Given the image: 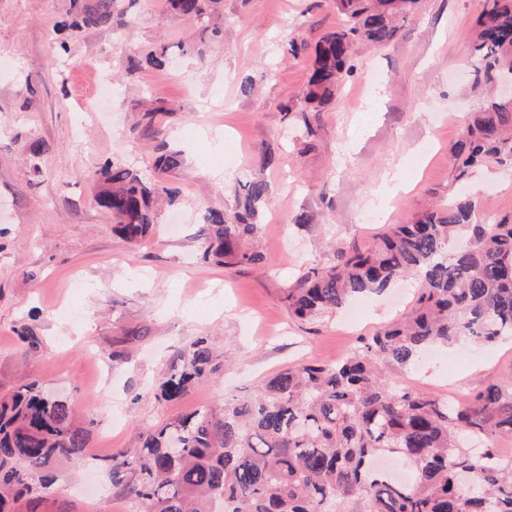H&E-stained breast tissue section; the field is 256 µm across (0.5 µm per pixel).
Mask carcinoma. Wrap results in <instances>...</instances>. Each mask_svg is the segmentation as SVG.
<instances>
[{"label":"carcinoma","mask_w":512,"mask_h":512,"mask_svg":"<svg viewBox=\"0 0 512 512\" xmlns=\"http://www.w3.org/2000/svg\"><path fill=\"white\" fill-rule=\"evenodd\" d=\"M120 0H73L75 12L57 20L55 34L109 23ZM180 16L210 27L217 0H168ZM420 0H336L346 25L314 48L304 102L329 103L339 82L356 73L353 46L382 47L416 12ZM474 86L490 91L512 83V0H484L474 37L463 46ZM167 49L135 52L126 74L165 69ZM152 100L130 133L158 141ZM155 170L182 166L181 152L156 146ZM459 168L512 163V99L490 98L474 113L453 149ZM268 187L243 185L233 211L201 214L202 257L224 266H261L256 224ZM174 191L121 161L99 171L96 202L112 230L133 247L158 224L159 200ZM479 199L457 195L448 209L397 224L364 249L336 252V265L316 271L285 300L307 321L353 299L381 293L417 274L423 285L412 312L383 326L344 359L305 363L270 377L254 393L142 428L137 443L112 455V484L139 512H512V460L494 445L512 440V379L491 380L458 404L387 380L382 366L411 369L434 346L461 339L490 344L512 338V216L473 223ZM218 355L199 336L164 367L153 391L162 404L180 398L216 372ZM87 430L70 404L35 382L0 397V512H16L24 497L48 488L66 462L80 456ZM397 455L411 470L399 481L373 466Z\"/></svg>","instance_id":"cac0c4a2"}]
</instances>
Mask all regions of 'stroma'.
<instances>
[{
  "label": "stroma",
  "instance_id": "obj_1",
  "mask_svg": "<svg viewBox=\"0 0 512 512\" xmlns=\"http://www.w3.org/2000/svg\"><path fill=\"white\" fill-rule=\"evenodd\" d=\"M72 0H0V395L34 380L66 399L89 430L83 457L64 467L19 512H136L113 486L105 459L138 428L253 389L307 361L345 356L359 337L408 313L417 278L360 300L356 315L295 321L288 289L336 263V250L365 246L391 225L446 206L467 186L495 215H512V166L471 168L451 158L480 99L469 86L462 42L483 0H421L396 38L357 46V72L319 114L305 148L301 111L309 57L343 23L334 0H220L213 16L223 38L176 17L167 0H124L117 21L74 32L52 49V26ZM168 47L174 64L125 77L129 47ZM145 99L167 106L158 124L184 164L153 167L151 143L133 139L132 114ZM292 112H285V105ZM44 140L41 175L30 141ZM276 162L267 165V154ZM120 160L176 192L160 224H176L131 247L95 202L96 174ZM400 167L404 191L379 190ZM225 170L216 181L211 173ZM264 178L260 267L204 261L196 238L205 208L234 209L241 183ZM311 224H294L295 216ZM42 341L27 353L17 336ZM199 336L229 361L180 399L157 403L147 391L165 364ZM424 391L456 401L492 379L512 378V340L461 345L425 357L413 372Z\"/></svg>",
  "mask_w": 512,
  "mask_h": 512
}]
</instances>
